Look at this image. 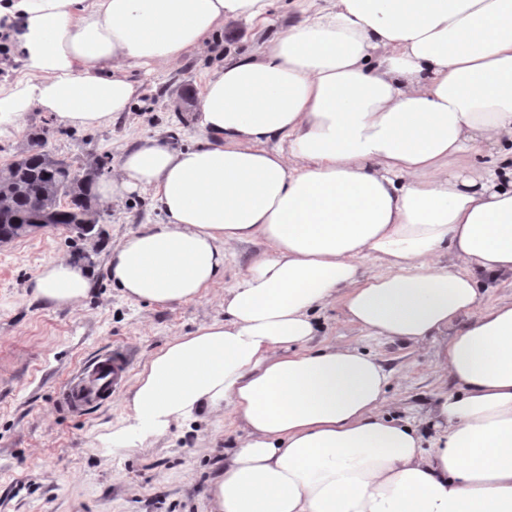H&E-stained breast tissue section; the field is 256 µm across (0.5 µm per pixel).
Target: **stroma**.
Listing matches in <instances>:
<instances>
[{
    "mask_svg": "<svg viewBox=\"0 0 512 512\" xmlns=\"http://www.w3.org/2000/svg\"><path fill=\"white\" fill-rule=\"evenodd\" d=\"M266 26L225 22L210 41L181 60L151 70L131 69L142 94L112 124L71 128L46 112L0 122V169L44 131L54 153L82 172L117 173L124 150L145 138L195 145L199 95L227 52H245L297 22L295 0H272ZM96 233L76 238L47 227L0 245V512H211L208 489L240 431L223 412L202 410L164 435L116 444L126 417L128 385L148 357L169 340L223 319L224 289L260 256L262 241L236 246L221 282L194 301L155 307L113 288L106 262L113 245L144 224L161 222L150 193L117 201L93 199ZM71 257L94 272L92 293L76 306L56 308L35 298L31 283L50 260ZM315 345L352 346L375 356L390 373L387 411L426 431L428 413L448 382L437 365L440 342L414 345L364 335L344 323L338 308L317 314ZM130 360L126 389L112 402L80 415L58 406L56 394L77 372L113 349Z\"/></svg>",
    "mask_w": 512,
    "mask_h": 512,
    "instance_id": "1",
    "label": "stroma"
}]
</instances>
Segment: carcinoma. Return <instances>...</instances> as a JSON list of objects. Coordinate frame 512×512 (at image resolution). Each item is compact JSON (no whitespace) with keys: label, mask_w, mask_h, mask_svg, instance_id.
<instances>
[{"label":"carcinoma","mask_w":512,"mask_h":512,"mask_svg":"<svg viewBox=\"0 0 512 512\" xmlns=\"http://www.w3.org/2000/svg\"><path fill=\"white\" fill-rule=\"evenodd\" d=\"M65 160L48 147L42 133L28 134V147L6 166L0 178V228L13 231L15 225H31L48 220L79 236L86 231L79 225L99 224L100 214L91 204L89 192L93 180L77 186L62 168Z\"/></svg>","instance_id":"obj_1"}]
</instances>
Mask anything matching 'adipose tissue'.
<instances>
[{
    "instance_id": "adipose-tissue-1",
    "label": "adipose tissue",
    "mask_w": 512,
    "mask_h": 512,
    "mask_svg": "<svg viewBox=\"0 0 512 512\" xmlns=\"http://www.w3.org/2000/svg\"><path fill=\"white\" fill-rule=\"evenodd\" d=\"M270 5L0 0L28 73L0 88V117L107 124L138 94L129 67L177 61ZM301 14L207 77L202 141L144 140L98 188L151 189L163 215L109 256L129 300L199 298L235 246L268 247L225 289L223 320L146 360L116 438L225 410L243 434L212 512H512V300L481 303L512 275V0H306ZM486 149L496 161L464 167ZM92 283L58 258L33 292L64 308ZM332 304L370 336L442 337L455 390L430 412L434 436L386 412L374 357L312 347L314 313Z\"/></svg>"
}]
</instances>
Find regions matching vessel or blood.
<instances>
[{"mask_svg": "<svg viewBox=\"0 0 512 512\" xmlns=\"http://www.w3.org/2000/svg\"><path fill=\"white\" fill-rule=\"evenodd\" d=\"M126 373L125 355L112 351L67 382L59 393V404L69 413L81 414L111 401L120 391Z\"/></svg>", "mask_w": 512, "mask_h": 512, "instance_id": "1", "label": "vessel or blood"}]
</instances>
